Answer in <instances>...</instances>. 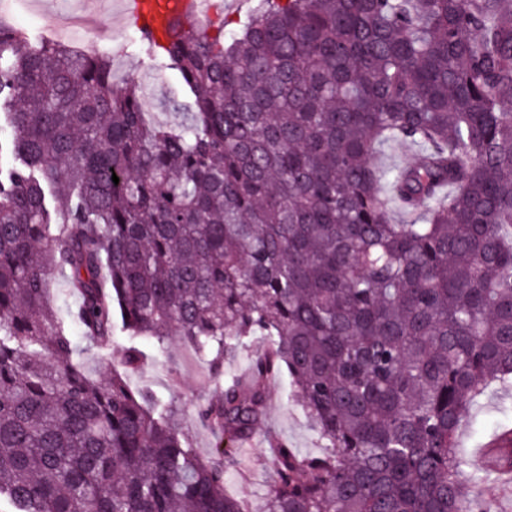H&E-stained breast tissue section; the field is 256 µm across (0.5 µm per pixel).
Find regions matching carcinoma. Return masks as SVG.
<instances>
[{
    "instance_id": "obj_1",
    "label": "carcinoma",
    "mask_w": 512,
    "mask_h": 512,
    "mask_svg": "<svg viewBox=\"0 0 512 512\" xmlns=\"http://www.w3.org/2000/svg\"><path fill=\"white\" fill-rule=\"evenodd\" d=\"M140 38L179 75V124L111 55L0 21V500L249 512L224 482L284 369L327 451L276 439L260 512H491L453 448L512 376V4L259 0L228 38ZM391 142L413 160L377 167ZM173 335L214 383L197 420L221 460L127 381ZM492 453L512 472V437Z\"/></svg>"
}]
</instances>
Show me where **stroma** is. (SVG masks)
<instances>
[{"instance_id": "stroma-1", "label": "stroma", "mask_w": 512, "mask_h": 512, "mask_svg": "<svg viewBox=\"0 0 512 512\" xmlns=\"http://www.w3.org/2000/svg\"><path fill=\"white\" fill-rule=\"evenodd\" d=\"M6 7L14 24L25 32L30 42L57 39L58 34L50 24L58 8L57 0H38L34 5L29 0H8ZM95 20L97 33L77 41V49L114 54L115 79L135 77L144 90L145 111L166 118L177 84L174 71L167 69L161 56L146 50L136 26L118 9H96ZM128 382L134 387L150 386L158 396L173 402L180 423L190 433L199 455L205 459L214 455L217 439L199 424L195 413L196 405L211 391V378L191 346L184 344L180 337H170L162 363H152L140 372L129 374ZM506 425L512 427V382H495L470 406L455 439L456 455L475 463L482 445ZM262 430L287 439L289 446L301 454L318 456L323 452L288 376L273 380L268 388ZM237 462L224 489L228 495L248 500L253 512H258L275 478L272 450L263 442H255L239 450Z\"/></svg>"}]
</instances>
